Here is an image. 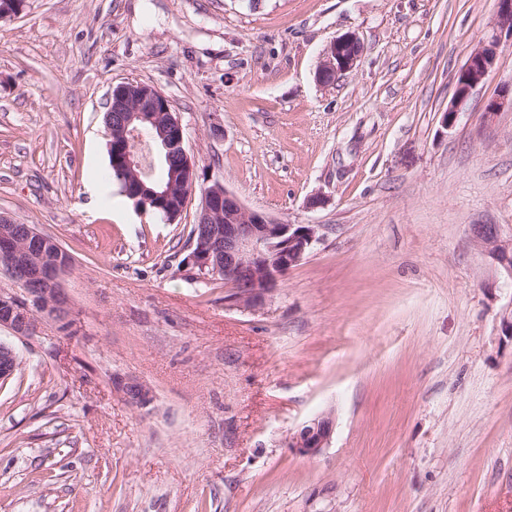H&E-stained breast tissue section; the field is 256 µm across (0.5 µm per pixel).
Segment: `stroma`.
Listing matches in <instances>:
<instances>
[{"label": "stroma", "instance_id": "obj_1", "mask_svg": "<svg viewBox=\"0 0 512 512\" xmlns=\"http://www.w3.org/2000/svg\"><path fill=\"white\" fill-rule=\"evenodd\" d=\"M495 0H26L0 21V214L72 258V324L0 329V512H512L507 281L473 229L512 233V40L453 128L454 77ZM356 32V67L315 73ZM171 100L201 185L319 225L259 311L188 266L110 172L106 99ZM318 194L321 207L308 197ZM133 375L138 408L115 393ZM314 457L287 437L325 409ZM362 54V43L355 32H347L333 38L326 46L323 60L316 71L319 84H332L340 76L352 71ZM117 389L118 391H115L124 399L133 396V401L139 406H147L153 400L151 390L132 376L119 379Z\"/></svg>", "mask_w": 512, "mask_h": 512}]
</instances>
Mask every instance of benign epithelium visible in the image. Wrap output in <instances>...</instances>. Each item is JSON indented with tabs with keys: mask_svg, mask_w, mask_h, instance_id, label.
I'll use <instances>...</instances> for the list:
<instances>
[{
	"mask_svg": "<svg viewBox=\"0 0 512 512\" xmlns=\"http://www.w3.org/2000/svg\"><path fill=\"white\" fill-rule=\"evenodd\" d=\"M512 38V0H497V12L490 44L474 50L460 69L462 81L455 84L453 100L443 112L442 123L451 129L470 95L484 80L495 60L496 46L502 36ZM362 54V43L354 32L333 38L326 46L323 60L316 71V81L332 84L352 71ZM512 106V87L501 90L484 109L486 120L494 119L505 105ZM107 137L115 144L124 169L125 194L143 207L151 206L164 213L172 223L183 212L195 194L199 175L195 163L184 148V134L169 98L159 89L138 83H120L112 87L105 113ZM151 126L153 137L160 142V162L171 163L176 156L184 159L188 178L181 170H172L168 185L156 184L146 190L140 175L136 154L130 150L132 135L141 127ZM475 242L485 248L512 278V236L505 237L498 227L476 226ZM42 234L30 224H17L0 215V263L21 287L24 297L0 295V327L21 336H31L37 328V316L43 313L67 322L59 280L67 270V262L50 265L41 248ZM319 240V225L288 224L266 213L252 210L223 184L216 182L204 190L192 235V251L188 264L201 272L224 274V283L232 291L227 300L250 311L260 310L275 292L279 279L300 262ZM17 368L15 349L0 342V380L12 376ZM118 394L133 398L139 406H147L151 390L137 378L128 376L117 381ZM335 427V412L323 411L288 437V447L302 456H316L329 447Z\"/></svg>",
	"mask_w": 512,
	"mask_h": 512,
	"instance_id": "7a95c632",
	"label": "benign epithelium"
}]
</instances>
